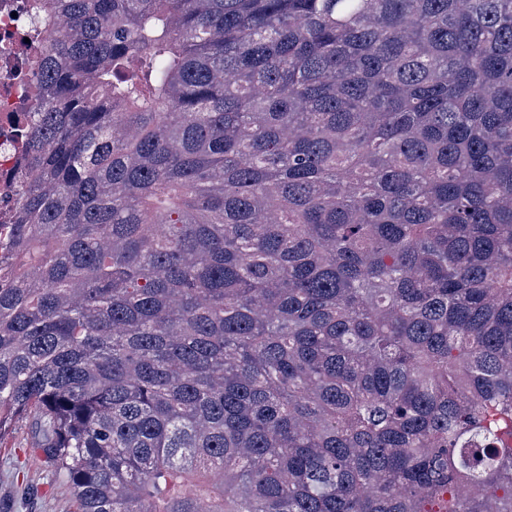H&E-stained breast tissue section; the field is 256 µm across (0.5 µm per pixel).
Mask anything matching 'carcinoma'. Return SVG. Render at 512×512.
<instances>
[{
  "label": "carcinoma",
  "mask_w": 512,
  "mask_h": 512,
  "mask_svg": "<svg viewBox=\"0 0 512 512\" xmlns=\"http://www.w3.org/2000/svg\"><path fill=\"white\" fill-rule=\"evenodd\" d=\"M0 441L77 512H512V0H41Z\"/></svg>",
  "instance_id": "obj_1"
}]
</instances>
